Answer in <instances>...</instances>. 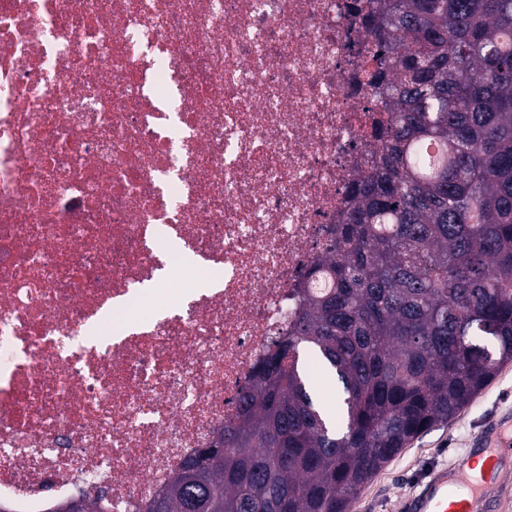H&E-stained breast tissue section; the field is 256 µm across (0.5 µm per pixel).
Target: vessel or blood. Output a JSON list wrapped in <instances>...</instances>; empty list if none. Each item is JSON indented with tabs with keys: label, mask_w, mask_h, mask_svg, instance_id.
<instances>
[{
	"label": "vessel or blood",
	"mask_w": 512,
	"mask_h": 512,
	"mask_svg": "<svg viewBox=\"0 0 512 512\" xmlns=\"http://www.w3.org/2000/svg\"><path fill=\"white\" fill-rule=\"evenodd\" d=\"M495 459H486L482 482H474L470 468L459 464L452 470H439L420 491L407 500L405 512H480L487 484L495 478Z\"/></svg>",
	"instance_id": "b4317fda"
}]
</instances>
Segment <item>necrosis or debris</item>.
Wrapping results in <instances>:
<instances>
[{
  "mask_svg": "<svg viewBox=\"0 0 512 512\" xmlns=\"http://www.w3.org/2000/svg\"><path fill=\"white\" fill-rule=\"evenodd\" d=\"M347 4L0 0L11 512H144L234 419L367 156Z\"/></svg>",
  "mask_w": 512,
  "mask_h": 512,
  "instance_id": "1",
  "label": "necrosis or debris"
}]
</instances>
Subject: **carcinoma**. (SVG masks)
<instances>
[{"mask_svg":"<svg viewBox=\"0 0 512 512\" xmlns=\"http://www.w3.org/2000/svg\"><path fill=\"white\" fill-rule=\"evenodd\" d=\"M387 119L235 419L148 512H350L512 362V0H365ZM447 158L432 163V144ZM334 383L326 410L301 360Z\"/></svg>","mask_w":512,"mask_h":512,"instance_id":"1","label":"carcinoma"}]
</instances>
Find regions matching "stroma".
<instances>
[{
    "label": "stroma",
    "mask_w": 512,
    "mask_h": 512,
    "mask_svg": "<svg viewBox=\"0 0 512 512\" xmlns=\"http://www.w3.org/2000/svg\"><path fill=\"white\" fill-rule=\"evenodd\" d=\"M512 412V363L447 423L412 440L361 489L350 512H402L433 472L477 453V436Z\"/></svg>",
    "instance_id": "obj_1"
}]
</instances>
